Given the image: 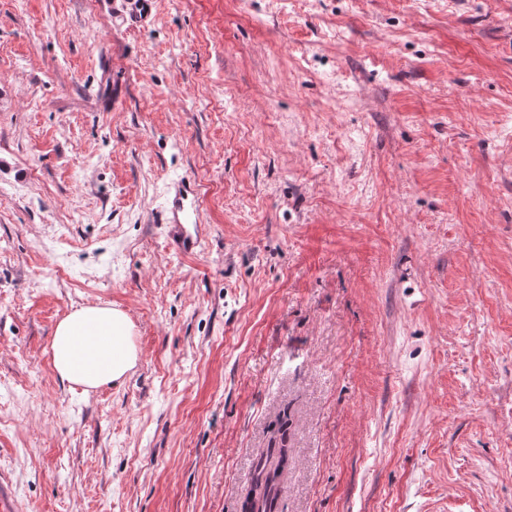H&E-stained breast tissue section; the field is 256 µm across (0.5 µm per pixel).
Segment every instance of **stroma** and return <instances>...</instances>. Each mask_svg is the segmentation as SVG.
Segmentation results:
<instances>
[{
	"label": "stroma",
	"instance_id": "stroma-1",
	"mask_svg": "<svg viewBox=\"0 0 512 512\" xmlns=\"http://www.w3.org/2000/svg\"><path fill=\"white\" fill-rule=\"evenodd\" d=\"M118 5L0 0V512H241L282 417L279 512H512V0ZM166 224L176 248L183 253L193 252L202 239L198 184L181 178L173 184L166 198ZM194 224L193 232L187 227ZM133 325L126 313L111 306H85L56 326L50 345L61 379L95 390L126 375L137 362Z\"/></svg>",
	"mask_w": 512,
	"mask_h": 512
}]
</instances>
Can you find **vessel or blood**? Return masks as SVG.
<instances>
[{"instance_id": "vessel-or-blood-1", "label": "vessel or blood", "mask_w": 512, "mask_h": 512, "mask_svg": "<svg viewBox=\"0 0 512 512\" xmlns=\"http://www.w3.org/2000/svg\"><path fill=\"white\" fill-rule=\"evenodd\" d=\"M168 233L176 248L184 253L193 252L200 244L199 187L189 178L173 184L166 198Z\"/></svg>"}]
</instances>
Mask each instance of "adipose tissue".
Listing matches in <instances>:
<instances>
[{
    "label": "adipose tissue",
    "instance_id": "1",
    "mask_svg": "<svg viewBox=\"0 0 512 512\" xmlns=\"http://www.w3.org/2000/svg\"><path fill=\"white\" fill-rule=\"evenodd\" d=\"M133 325L126 313L109 306H85L56 326L50 345L61 379L94 390L126 375L137 362Z\"/></svg>",
    "mask_w": 512,
    "mask_h": 512
}]
</instances>
